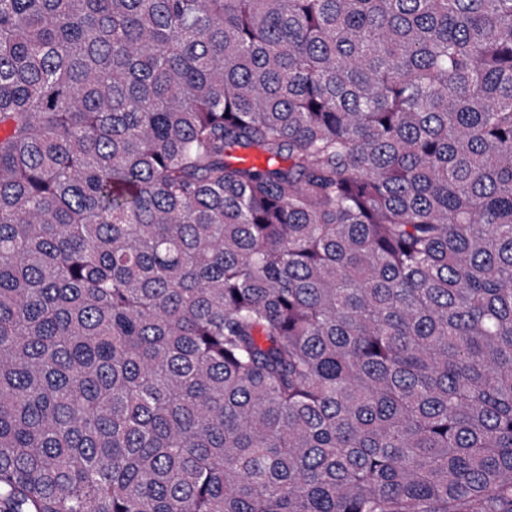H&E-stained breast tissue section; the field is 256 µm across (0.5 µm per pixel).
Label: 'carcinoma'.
<instances>
[{
    "mask_svg": "<svg viewBox=\"0 0 512 512\" xmlns=\"http://www.w3.org/2000/svg\"><path fill=\"white\" fill-rule=\"evenodd\" d=\"M0 512H512V0H0Z\"/></svg>",
    "mask_w": 512,
    "mask_h": 512,
    "instance_id": "obj_1",
    "label": "carcinoma"
}]
</instances>
